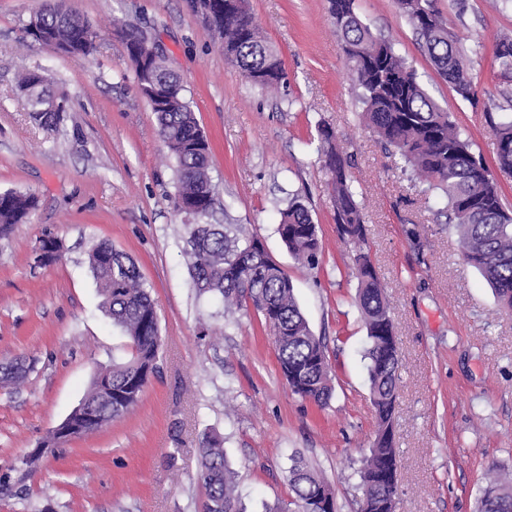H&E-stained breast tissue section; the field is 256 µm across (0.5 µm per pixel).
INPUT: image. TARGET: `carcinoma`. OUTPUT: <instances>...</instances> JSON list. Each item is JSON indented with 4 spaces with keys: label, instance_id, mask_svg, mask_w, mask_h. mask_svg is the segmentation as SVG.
Returning <instances> with one entry per match:
<instances>
[{
    "label": "carcinoma",
    "instance_id": "carcinoma-1",
    "mask_svg": "<svg viewBox=\"0 0 512 512\" xmlns=\"http://www.w3.org/2000/svg\"><path fill=\"white\" fill-rule=\"evenodd\" d=\"M355 0H329L330 16L345 43L361 119L403 168L417 174L446 200V218L458 232L463 261L478 270L494 290L500 305L512 311V215L502 203L497 181L489 167L473 153L450 114L423 89L416 73L393 44L372 35L356 12ZM397 9L413 26L433 65L464 99L473 96L469 59L448 31L435 0H394ZM58 7L47 5L36 13L43 24L34 38L68 42L69 57L85 59L93 51L95 32L88 26L56 24ZM226 59L252 84L274 88L286 73L277 49L253 18L233 6L224 10ZM495 59L500 72L512 76V35H502ZM181 104L174 111L154 108L159 135L177 161V212L190 210L197 218L208 215L215 188L209 176L211 146L185 98L182 82L174 83ZM68 98L59 95V107L49 114L31 112L32 121L52 133ZM497 143V168L512 174V116L488 115ZM323 167L329 175L331 200L341 237L354 244L353 269L357 279V305L368 347L367 373L375 430L370 454L357 471L360 484L370 486L361 499L363 512H388L384 504L397 496V482L379 479L388 465L398 464L394 416L401 353L389 348L382 337L396 335L385 288L370 256L361 247L365 224L361 203L351 176V155L337 147L333 129L318 126ZM38 205L33 194L0 193V234L25 224ZM190 274L201 295L210 294L227 304H253L270 327L282 376L293 394L325 405L334 386L324 344L310 330L299 308L292 280L268 261L263 243L231 238L217 224H189ZM277 233L301 264L318 266L320 242L316 225L303 198L292 197L281 212ZM88 269L102 297V307L128 341V356L93 376L83 398L88 419L81 433L93 432L128 412L139 400L151 376L158 372L160 325L149 289L136 263L125 253L102 241L87 253ZM32 370L22 358L0 363V384L18 385ZM110 378L112 393L102 389ZM200 478L206 488L203 512H241L232 472L224 458L222 440L204 434L200 448ZM288 479L295 494L296 512H337L330 486L308 464L291 459ZM480 512H512V478L490 471L479 488Z\"/></svg>",
    "mask_w": 512,
    "mask_h": 512
}]
</instances>
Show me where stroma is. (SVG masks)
<instances>
[{
    "label": "stroma",
    "instance_id": "1",
    "mask_svg": "<svg viewBox=\"0 0 512 512\" xmlns=\"http://www.w3.org/2000/svg\"><path fill=\"white\" fill-rule=\"evenodd\" d=\"M287 73L280 89L248 82L187 0H0V191L32 192L29 223L0 235V359L33 367L0 386V512H202L203 433L219 434L245 512L295 494L289 458L301 454L358 512L356 473L374 417L356 305L351 247L337 231L317 127L354 155L366 247L386 287L402 368L395 410L396 512H478L488 469L512 477V314L460 254L445 202L410 172L391 169L357 127L343 42L327 0H248ZM86 18L90 60L63 57L28 35L44 5ZM450 31L473 48L475 94L463 99L434 68L393 0H356L362 21L394 43L421 85L469 136L486 164L496 140L486 115L512 113V77L495 61L512 34V0H437ZM155 33L183 79L212 148L216 204L208 221L257 238L290 277L313 334L326 346L335 393L301 400L278 373L269 327L253 307L198 294L189 273L188 216L174 208L175 159L140 94L122 33ZM40 70L70 110L52 133L28 118L19 70ZM301 196L321 242L318 268L297 263L279 237V212ZM63 245L38 263L40 239ZM101 240L131 256L160 322V371L128 413L97 431L29 455L83 399L94 373L127 354L86 264Z\"/></svg>",
    "mask_w": 512,
    "mask_h": 512
}]
</instances>
